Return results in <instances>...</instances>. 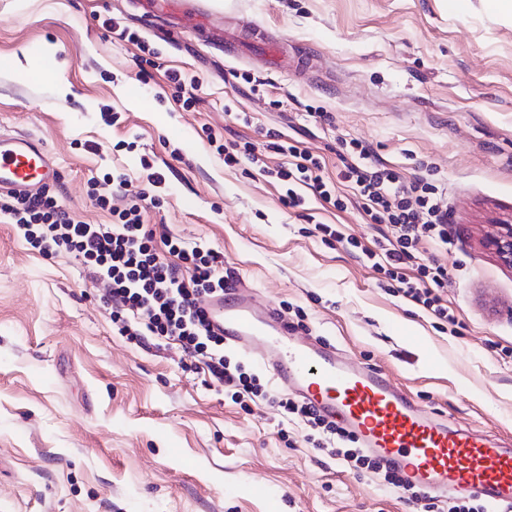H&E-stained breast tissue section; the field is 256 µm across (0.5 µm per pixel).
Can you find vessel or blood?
Listing matches in <instances>:
<instances>
[{
	"label": "vessel or blood",
	"mask_w": 512,
	"mask_h": 512,
	"mask_svg": "<svg viewBox=\"0 0 512 512\" xmlns=\"http://www.w3.org/2000/svg\"><path fill=\"white\" fill-rule=\"evenodd\" d=\"M60 175L41 142L0 134L1 191L31 193ZM202 306L225 344L265 358L279 387L296 390L415 487L474 496L495 512L512 505V448L424 414L386 373L344 360L335 346L306 343L273 308L254 305L240 283L227 282Z\"/></svg>",
	"instance_id": "1"
}]
</instances>
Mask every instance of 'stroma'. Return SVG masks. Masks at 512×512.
<instances>
[{
	"label": "stroma",
	"instance_id": "1",
	"mask_svg": "<svg viewBox=\"0 0 512 512\" xmlns=\"http://www.w3.org/2000/svg\"><path fill=\"white\" fill-rule=\"evenodd\" d=\"M202 2L225 27L280 40L296 65L170 37L138 0H0V132L43 139L62 172L49 191L76 219L109 224L140 193L159 196L142 208L147 227L220 252L257 305L301 320L303 339L511 446L512 269L482 239L512 215V16L489 0ZM109 18L136 42L118 41ZM22 54L39 79L8 68ZM172 70L193 84L190 106ZM268 129L323 158L326 177L359 146L442 190L459 333L382 288L361 253L382 227L348 184L335 185L338 205L307 189L292 210L282 181L225 163L220 144L260 146ZM322 224L358 247L324 240ZM106 288L0 222V512H424L316 447L298 417L259 398L242 406L178 342L122 336Z\"/></svg>",
	"mask_w": 512,
	"mask_h": 512
}]
</instances>
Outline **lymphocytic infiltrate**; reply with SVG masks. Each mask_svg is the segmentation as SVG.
Returning a JSON list of instances; mask_svg holds the SVG:
<instances>
[{
	"instance_id": "f902f5d3",
	"label": "lymphocytic infiltrate",
	"mask_w": 512,
	"mask_h": 512,
	"mask_svg": "<svg viewBox=\"0 0 512 512\" xmlns=\"http://www.w3.org/2000/svg\"><path fill=\"white\" fill-rule=\"evenodd\" d=\"M269 136L272 149L288 160L276 169V177L286 182L281 203L296 208L304 203L295 190L305 185L324 201L332 194L322 176L319 158L290 145L282 133ZM366 152L343 159L337 172L340 181L354 186L363 199V208L372 223L388 225L389 231L375 240L363 254L372 267L392 280L394 295L403 297L448 324L457 319L444 302L448 286V267L426 257L422 247L447 249L448 214L438 187L418 179L405 181L390 168L368 166ZM0 218L17 226L24 239L47 258L67 251L94 269V277L108 281L109 296L119 312L132 314L133 323L121 324V335L138 344L149 338L176 340L187 351L199 356L202 369L237 395L261 396L265 390L256 375L243 365L231 364L224 356V339L214 334L200 305L202 297L223 290L224 258L221 253L182 249L171 241L172 251L181 255L174 264L156 252L154 232L141 219L140 203L120 211L113 224H88L75 219L48 191L14 195L0 201ZM268 398L271 406L296 415L327 443L342 445V456L350 467L383 474L392 486L408 490L413 502H421L425 493L412 489L396 468L362 449L353 447V437L324 418L307 402Z\"/></svg>"
}]
</instances>
